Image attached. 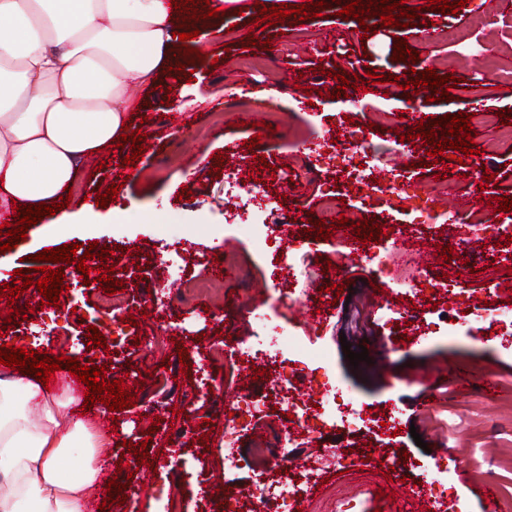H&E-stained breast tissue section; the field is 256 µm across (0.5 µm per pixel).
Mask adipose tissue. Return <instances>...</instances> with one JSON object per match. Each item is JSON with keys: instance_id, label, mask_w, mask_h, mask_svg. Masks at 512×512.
I'll return each instance as SVG.
<instances>
[{"instance_id": "1", "label": "adipose tissue", "mask_w": 512, "mask_h": 512, "mask_svg": "<svg viewBox=\"0 0 512 512\" xmlns=\"http://www.w3.org/2000/svg\"><path fill=\"white\" fill-rule=\"evenodd\" d=\"M170 0H0V212L58 201L81 163L111 149L156 85L180 33L204 30ZM34 373L0 372V512H85L111 457Z\"/></svg>"}]
</instances>
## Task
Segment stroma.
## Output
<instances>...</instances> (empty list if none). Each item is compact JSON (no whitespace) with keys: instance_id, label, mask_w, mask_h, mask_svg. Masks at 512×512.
Instances as JSON below:
<instances>
[{"instance_id":"obj_1","label":"stroma","mask_w":512,"mask_h":512,"mask_svg":"<svg viewBox=\"0 0 512 512\" xmlns=\"http://www.w3.org/2000/svg\"><path fill=\"white\" fill-rule=\"evenodd\" d=\"M242 13H228L223 23L230 31L222 39L207 41V56L225 54L227 62L215 73L196 70L190 56L180 55V78L171 80L170 92L138 88L133 92L147 138L145 150L114 201L98 208L90 224H76L59 232L34 224L26 240L6 249L0 236V283L11 282L19 268L32 269L33 257L44 249L64 244L98 242L110 248L109 263L123 283L125 320L114 321L105 306V291L98 284L70 281L60 298L66 317L51 318L40 309L37 288L15 299L21 308L19 323L8 329L14 345L78 358L81 364L105 366L108 379L132 374L134 407L111 413L94 404L85 418L94 427L112 433V455L121 467H108L107 478L117 479L139 493L151 512H161L166 500L182 502V512L233 504L236 512H258L255 502L242 496L253 479L251 471L225 472L224 420L238 402L264 404L265 412L241 421L238 448L266 444L276 436L282 418L274 412L278 376L288 366V353L262 361L265 373L245 379V363L238 348L257 343L263 330L257 314L267 312L279 291L292 293L295 302L285 310L290 326L315 331L325 337L333 353L330 366L336 386L366 411L395 416L398 434L364 430L352 435L330 424L295 441L285 440L275 454L290 474H299L310 456L329 446L344 449L341 467L327 470V483L311 487L306 512H340L344 500L356 496L362 512H388L390 493L415 489L419 475L411 462H439L448 470L451 498L433 512H453L454 498L465 502L468 512H479L473 490L493 481L501 496H512V342L473 327L469 333L448 334L447 308L459 305L483 317L512 306V242L505 236L489 239L487 226L501 213L488 199L512 197V145L498 139L495 130L476 125L478 153L464 163L444 161L420 167L425 155L423 139L399 141L400 102L407 93L394 84H377L366 72L408 79L406 62L393 60L396 39L419 51L426 67L458 79L452 101H418L420 112L434 118L458 112H512V10L502 0H468L458 13L426 12L435 22L436 35L427 37L422 25L386 27L377 36L364 38L356 20L339 18L335 0L322 8L320 17L267 25L259 22L261 6L304 0H242ZM269 39L268 48L248 46L249 36ZM325 76L315 78V67ZM363 77L368 92L357 105L328 98L335 81L330 70ZM180 104L167 116V102ZM252 112L281 116L275 134L251 145ZM392 113L394 123L382 124V113ZM382 131H374V124ZM369 127L365 155L337 162L324 144L342 139L351 131ZM370 166L376 187L351 184L353 167ZM294 171V178L280 180L278 168ZM240 169L239 186L229 187L213 175L215 167ZM311 169L309 177L300 172ZM493 173L481 194L467 189L480 171ZM410 183L409 191L380 193L390 182ZM271 194L290 227L277 251L278 262L261 255L254 242L238 231L246 217L245 203L255 189ZM344 193L337 212L350 220L391 215L417 245H451L453 259L418 271L405 267L396 245L382 249L383 263L366 260L364 242L318 240L309 229L321 208L327 189ZM454 212L456 224H428L421 216L433 209ZM357 258H350V251ZM331 261L322 269L321 261ZM238 265L240 276L224 282L222 293L209 297L185 294V283L217 277L220 268ZM344 283L342 294L329 290L334 279ZM421 284L419 297L407 295L404 283ZM322 298H315V290ZM319 309L321 322L309 325L305 305ZM33 314H26V307ZM138 318L129 325L128 316ZM431 324L429 334L419 328ZM96 326L105 347L86 340L89 326ZM406 342H398V334ZM160 337V349L146 342ZM349 349H342V342ZM223 345L226 357L205 363L212 344ZM376 345L387 353L385 366L374 370L367 362L351 366L345 351ZM186 355H179V348ZM222 379L220 390L202 387L201 375ZM447 385L451 397H440L434 406L424 404L425 387ZM183 417H176V410ZM183 430L186 442L176 445L169 437ZM422 444H415L414 435ZM455 435L456 451L445 454L447 435ZM146 444V464H137L126 442ZM381 451L396 459L394 471L377 468L376 479L363 494H355L347 473L358 469L367 451ZM181 454L182 465L169 468L166 457Z\"/></svg>"}]
</instances>
